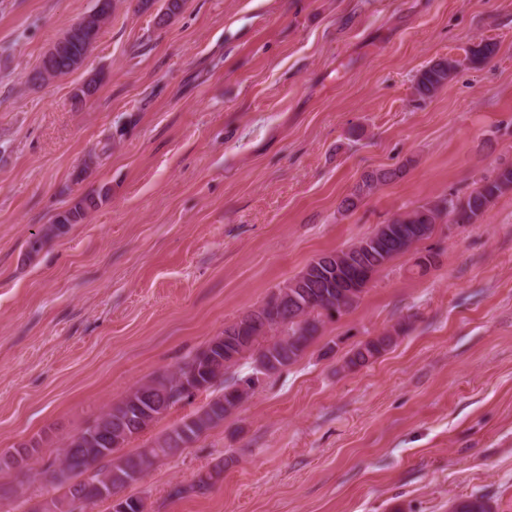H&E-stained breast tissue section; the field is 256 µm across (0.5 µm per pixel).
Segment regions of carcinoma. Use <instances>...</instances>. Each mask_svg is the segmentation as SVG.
<instances>
[{
    "label": "carcinoma",
    "instance_id": "1",
    "mask_svg": "<svg viewBox=\"0 0 512 512\" xmlns=\"http://www.w3.org/2000/svg\"><path fill=\"white\" fill-rule=\"evenodd\" d=\"M114 0H95L93 8L72 28L81 31L76 42L64 51L51 69L60 74L79 69L98 37L106 20L112 15ZM496 45L484 40L470 50V60L480 63L495 55ZM457 69V61L440 58L428 65L418 76L414 90L421 99H427L443 87ZM46 66L34 69L27 81L36 85L50 80ZM100 86V74L90 75L72 97V106L80 110ZM401 170L389 169L367 175L362 184L355 186L341 202V208L350 211L376 187L397 177ZM512 189V165L497 170L494 176L481 183L462 199L443 198L419 205L384 224L370 235L341 250L340 261L315 266L309 262L296 278L276 288L257 308L246 312L247 318L236 320L224 327V335L212 339L205 348L185 360L178 370L158 376L131 390L122 400L102 414L82 434L96 433L94 447L108 452L107 465L98 468L95 479L102 485H124L146 463L143 452L119 455L118 448L126 442L125 432L147 429L156 418L175 406L169 402L177 387L179 375H192L203 390L211 388L224 372L236 366L243 358L252 360V373L271 377L295 363L315 339L323 319L341 316L357 306L375 274L396 257L403 255L407 242L426 240L435 225L448 217L456 224H473L489 209L494 200ZM103 194H84L59 212L53 223L34 235L28 243V256L35 257L55 237L72 224H79L97 209ZM403 331V325L374 336L353 349L346 367L357 368L371 363L390 348ZM249 394H242L236 385L224 387V392L210 400L199 412L169 429L151 448L153 459L167 457L188 447L211 428L224 422L231 409L242 406ZM79 447L71 439L61 449L58 467L67 473L56 483L61 495L49 500L48 512H71L70 501L79 493L86 495L89 504L97 499L92 492L79 487L76 479L74 449ZM453 512H492L490 501L482 495L472 494L459 501Z\"/></svg>",
    "mask_w": 512,
    "mask_h": 512
}]
</instances>
